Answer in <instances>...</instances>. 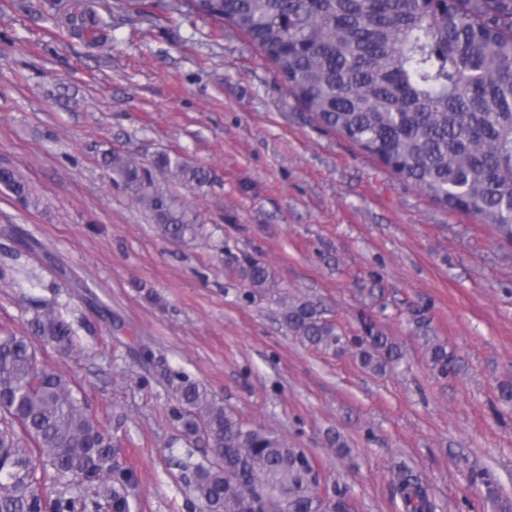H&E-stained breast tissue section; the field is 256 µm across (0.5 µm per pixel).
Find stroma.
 Wrapping results in <instances>:
<instances>
[{
	"mask_svg": "<svg viewBox=\"0 0 512 512\" xmlns=\"http://www.w3.org/2000/svg\"><path fill=\"white\" fill-rule=\"evenodd\" d=\"M69 2L0 0V166L30 192L0 191V329L27 334L43 299L74 320L79 355L38 354L109 428L134 512H187L176 461L202 458L171 370L304 449L351 512H403L400 467L437 512H512V245L313 122L233 28L170 0H81L72 22ZM105 150L207 169L201 187L156 176L193 231L166 236ZM245 255L271 287L250 288ZM304 302L349 337L371 318L401 360L375 374L302 342L283 316Z\"/></svg>",
	"mask_w": 512,
	"mask_h": 512,
	"instance_id": "obj_1",
	"label": "stroma"
}]
</instances>
